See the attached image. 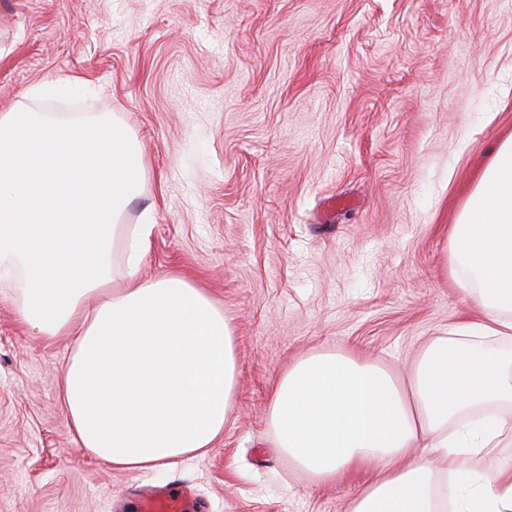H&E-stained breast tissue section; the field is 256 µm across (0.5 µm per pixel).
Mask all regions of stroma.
<instances>
[{"instance_id":"1","label":"stroma","mask_w":512,"mask_h":512,"mask_svg":"<svg viewBox=\"0 0 512 512\" xmlns=\"http://www.w3.org/2000/svg\"><path fill=\"white\" fill-rule=\"evenodd\" d=\"M66 96L36 94L59 78ZM116 116L155 212L139 275H185L223 310L237 388L201 455L117 470L72 434L45 344L0 291V512H123L181 481L199 512H347L367 473L314 481L277 446L278 379L352 354L400 383L475 319L449 237L512 133V0H0V113Z\"/></svg>"}]
</instances>
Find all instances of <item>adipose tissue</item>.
Wrapping results in <instances>:
<instances>
[{"instance_id":"obj_1","label":"adipose tissue","mask_w":512,"mask_h":512,"mask_svg":"<svg viewBox=\"0 0 512 512\" xmlns=\"http://www.w3.org/2000/svg\"><path fill=\"white\" fill-rule=\"evenodd\" d=\"M147 175L117 119L0 113V288L45 341L71 337L69 425L115 469L205 453L237 385L223 311L185 276H139L154 216L121 218ZM450 270L482 315L432 338L408 388L372 361L314 354L272 392L278 445L315 480L373 470L348 512H512V420L499 412L512 406V134L453 227Z\"/></svg>"}]
</instances>
